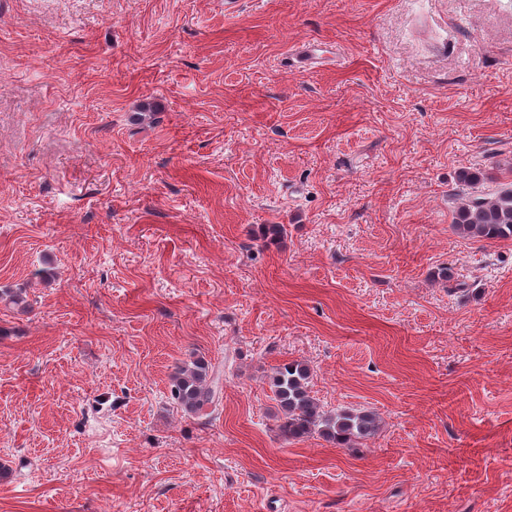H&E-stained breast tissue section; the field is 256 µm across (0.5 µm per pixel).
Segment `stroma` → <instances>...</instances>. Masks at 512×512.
Returning <instances> with one entry per match:
<instances>
[{"instance_id":"35a3bbf8","label":"stroma","mask_w":512,"mask_h":512,"mask_svg":"<svg viewBox=\"0 0 512 512\" xmlns=\"http://www.w3.org/2000/svg\"><path fill=\"white\" fill-rule=\"evenodd\" d=\"M467 168L512 183V0H0V512H512ZM292 361L378 432L286 440ZM208 366L202 362L192 367L178 366L173 378L170 395L186 412L198 413L214 402V390L206 379Z\"/></svg>"}]
</instances>
